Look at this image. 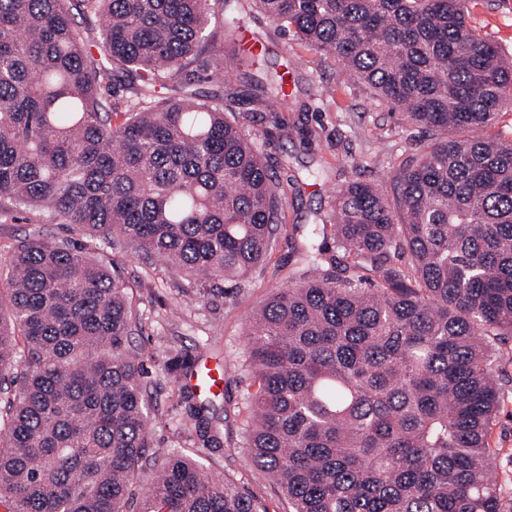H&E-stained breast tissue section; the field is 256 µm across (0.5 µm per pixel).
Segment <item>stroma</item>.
Segmentation results:
<instances>
[{
  "instance_id": "stroma-1",
  "label": "stroma",
  "mask_w": 512,
  "mask_h": 512,
  "mask_svg": "<svg viewBox=\"0 0 512 512\" xmlns=\"http://www.w3.org/2000/svg\"><path fill=\"white\" fill-rule=\"evenodd\" d=\"M224 11L234 18L231 32L246 33L247 39L235 38L225 47L223 80H211L204 88L236 96V120L280 177L284 227L322 223L336 190L351 180L373 183L386 195H393L396 170L417 157L429 142L425 130L404 123L397 111L377 100L343 64L285 35L254 10L251 0H231ZM466 14L472 28L512 59V0H467ZM255 43L261 45L264 59L260 65L242 69L236 58L250 52ZM269 71L292 75L276 124L252 105ZM288 253L285 236H278L262 266L236 297L216 294L199 301L189 282L168 277L161 262L144 265L135 254L118 246L107 252L112 271L126 284L140 316L131 346L144 366L147 391L155 407L149 422L151 457L160 462L177 450L197 451L207 477L234 481L257 499L263 512H289L287 498L241 455L226 453L225 446L238 437L239 425L232 410L245 385L240 362L249 317L273 292L302 273L300 265L289 262ZM175 306L181 307V317H171ZM205 342L210 348L204 352L200 346ZM175 349L226 370L223 391L200 392L193 401L209 402L217 411L229 413L214 447L194 449L179 433L190 420V404L179 396L183 376L167 367ZM488 441L494 451L493 474L505 498L511 499L510 386L503 391Z\"/></svg>"
}]
</instances>
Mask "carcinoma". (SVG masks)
Wrapping results in <instances>:
<instances>
[{
    "mask_svg": "<svg viewBox=\"0 0 512 512\" xmlns=\"http://www.w3.org/2000/svg\"><path fill=\"white\" fill-rule=\"evenodd\" d=\"M220 2L0 0V223L81 236L0 254V512H261L181 451L134 497L151 447L137 314L94 256L157 257L205 299L271 248L279 181L225 116L235 97L198 88L224 62ZM255 2L431 142L395 203L352 180L333 223L288 237L306 274L249 320L233 450L290 512H505L488 434L512 384V142L454 133L494 124L512 62L465 0ZM191 410L189 437L217 444Z\"/></svg>",
    "mask_w": 512,
    "mask_h": 512,
    "instance_id": "obj_1",
    "label": "carcinoma"
}]
</instances>
